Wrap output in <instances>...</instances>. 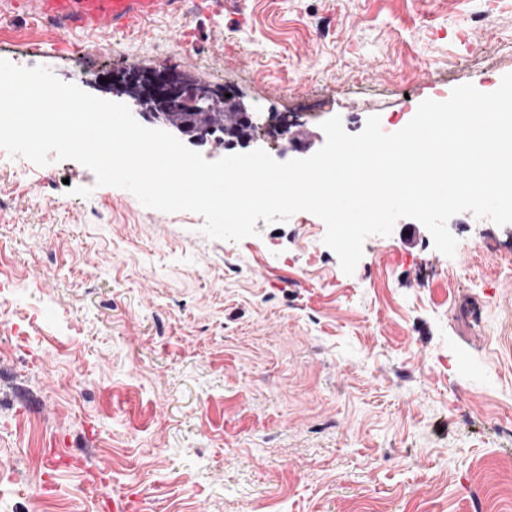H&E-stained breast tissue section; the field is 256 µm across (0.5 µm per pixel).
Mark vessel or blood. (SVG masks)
Here are the masks:
<instances>
[{
    "instance_id": "1",
    "label": "vessel or blood",
    "mask_w": 512,
    "mask_h": 512,
    "mask_svg": "<svg viewBox=\"0 0 512 512\" xmlns=\"http://www.w3.org/2000/svg\"><path fill=\"white\" fill-rule=\"evenodd\" d=\"M182 0H0L14 15L34 18L63 33L104 28L131 30L160 10L178 9Z\"/></svg>"
}]
</instances>
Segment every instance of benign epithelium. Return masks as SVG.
Here are the masks:
<instances>
[{
  "mask_svg": "<svg viewBox=\"0 0 512 512\" xmlns=\"http://www.w3.org/2000/svg\"><path fill=\"white\" fill-rule=\"evenodd\" d=\"M82 82L105 93L125 95L131 100L135 117H143L158 129L169 131L166 121L159 113L194 112L206 115L224 113V147L235 146L238 139L229 134V129L244 121L254 124L252 113L234 99H227L209 86L192 80L171 69L141 71L138 69L94 72L82 78Z\"/></svg>",
  "mask_w": 512,
  "mask_h": 512,
  "instance_id": "benign-epithelium-1",
  "label": "benign epithelium"
}]
</instances>
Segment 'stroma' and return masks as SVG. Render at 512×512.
<instances>
[{
	"label": "stroma",
	"mask_w": 512,
	"mask_h": 512,
	"mask_svg": "<svg viewBox=\"0 0 512 512\" xmlns=\"http://www.w3.org/2000/svg\"><path fill=\"white\" fill-rule=\"evenodd\" d=\"M221 2L64 36L0 13V58L221 75L293 116L280 162L512 73V0ZM203 224L75 161L0 167L6 512H512V224L457 214L449 258L402 218L350 275L313 214Z\"/></svg>",
	"instance_id": "obj_1"
}]
</instances>
